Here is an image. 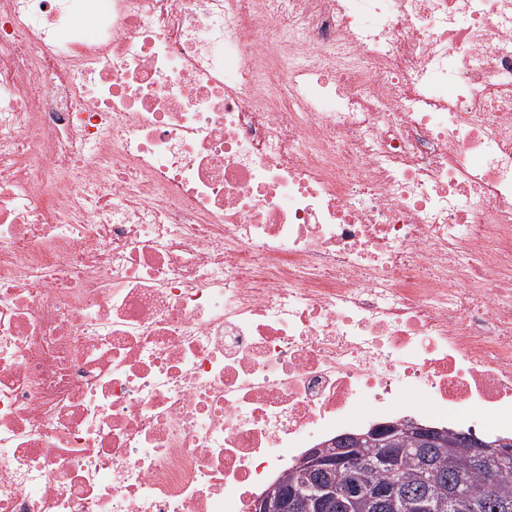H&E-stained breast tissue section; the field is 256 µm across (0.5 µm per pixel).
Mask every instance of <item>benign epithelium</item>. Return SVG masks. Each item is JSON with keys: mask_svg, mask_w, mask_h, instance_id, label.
<instances>
[{"mask_svg": "<svg viewBox=\"0 0 512 512\" xmlns=\"http://www.w3.org/2000/svg\"><path fill=\"white\" fill-rule=\"evenodd\" d=\"M366 443L375 446V453L369 459L375 468L393 471L405 453L415 450L423 458L428 482L442 481V475L434 470V458L448 451L446 435L418 425L386 423L366 433L343 434L336 441L338 449L331 455L321 456L310 451L292 469L296 478L288 486V496L281 495L280 485L276 483L258 500L256 508L261 512H296L307 505L316 512H330L339 502L349 512L360 504H367L376 512H388L407 494L400 483H354L342 488L331 478L335 471L356 469L364 457ZM464 445L465 452L477 463L489 461L494 469L512 465V448H496L474 436L466 437ZM448 506L455 512L470 508V502L461 497L451 482L448 483Z\"/></svg>", "mask_w": 512, "mask_h": 512, "instance_id": "1", "label": "benign epithelium"}]
</instances>
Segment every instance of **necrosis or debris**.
Listing matches in <instances>:
<instances>
[{"label": "necrosis or debris", "mask_w": 512, "mask_h": 512, "mask_svg": "<svg viewBox=\"0 0 512 512\" xmlns=\"http://www.w3.org/2000/svg\"><path fill=\"white\" fill-rule=\"evenodd\" d=\"M459 419L512 433V0H0V512Z\"/></svg>", "instance_id": "obj_1"}]
</instances>
